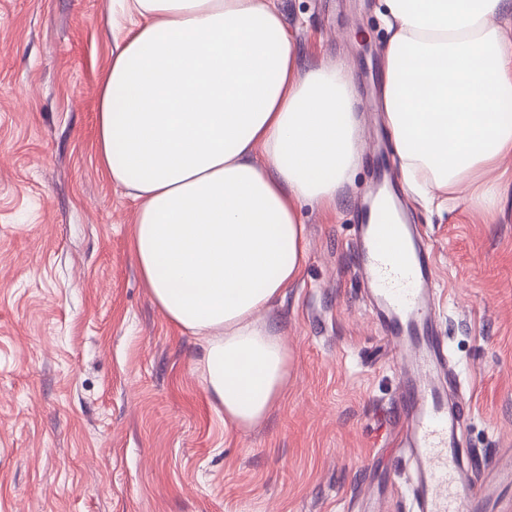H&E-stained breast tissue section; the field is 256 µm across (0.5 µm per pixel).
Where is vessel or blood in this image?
<instances>
[{
  "label": "vessel or blood",
  "mask_w": 512,
  "mask_h": 512,
  "mask_svg": "<svg viewBox=\"0 0 512 512\" xmlns=\"http://www.w3.org/2000/svg\"><path fill=\"white\" fill-rule=\"evenodd\" d=\"M355 230L359 271L402 370L396 439L414 466L412 512H512V499L498 494L499 487H512V448L500 453L491 482L471 481L461 435L468 400L455 394L434 330L430 251L417 225L407 227L409 249L371 210Z\"/></svg>",
  "instance_id": "1"
}]
</instances>
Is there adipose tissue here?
<instances>
[{
	"label": "adipose tissue",
	"instance_id": "ef3b65f1",
	"mask_svg": "<svg viewBox=\"0 0 512 512\" xmlns=\"http://www.w3.org/2000/svg\"><path fill=\"white\" fill-rule=\"evenodd\" d=\"M96 149L138 200L132 248L169 321L201 337L207 395L235 431L288 380L263 313L299 278L301 205L336 208L362 164L343 62H303L280 0H121ZM381 108L406 188L499 207L512 154V0H384Z\"/></svg>",
	"mask_w": 512,
	"mask_h": 512
}]
</instances>
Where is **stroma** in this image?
I'll return each mask as SVG.
<instances>
[{
  "label": "stroma",
  "instance_id": "obj_1",
  "mask_svg": "<svg viewBox=\"0 0 512 512\" xmlns=\"http://www.w3.org/2000/svg\"><path fill=\"white\" fill-rule=\"evenodd\" d=\"M113 0H0V512H407L399 371L360 285L353 226L390 157L382 0H281L306 61L349 67L363 162L335 212L305 204L299 280L270 308L288 348L266 421L225 429L132 250L137 204L100 171ZM475 473L512 448V192L487 214L407 194Z\"/></svg>",
  "mask_w": 512,
  "mask_h": 512
}]
</instances>
